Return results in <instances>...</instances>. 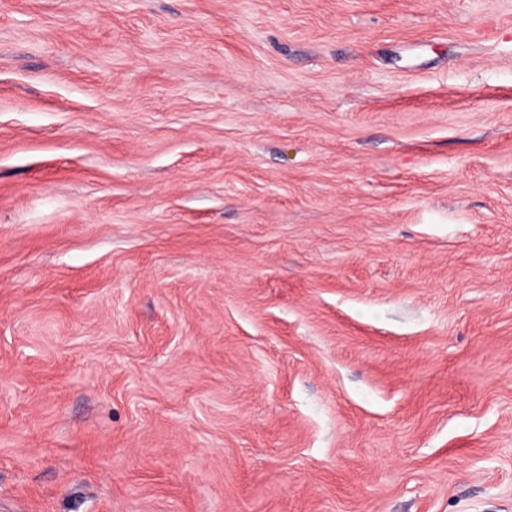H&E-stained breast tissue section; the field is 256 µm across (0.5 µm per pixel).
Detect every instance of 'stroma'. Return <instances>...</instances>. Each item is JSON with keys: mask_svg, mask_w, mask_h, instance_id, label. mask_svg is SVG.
I'll list each match as a JSON object with an SVG mask.
<instances>
[{"mask_svg": "<svg viewBox=\"0 0 512 512\" xmlns=\"http://www.w3.org/2000/svg\"><path fill=\"white\" fill-rule=\"evenodd\" d=\"M0 512H512V0H0Z\"/></svg>", "mask_w": 512, "mask_h": 512, "instance_id": "1", "label": "stroma"}]
</instances>
